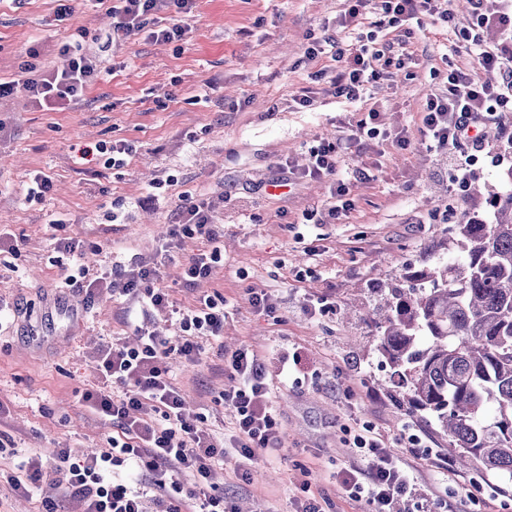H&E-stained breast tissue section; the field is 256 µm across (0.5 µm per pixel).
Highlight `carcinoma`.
<instances>
[{
    "label": "carcinoma",
    "mask_w": 512,
    "mask_h": 512,
    "mask_svg": "<svg viewBox=\"0 0 512 512\" xmlns=\"http://www.w3.org/2000/svg\"><path fill=\"white\" fill-rule=\"evenodd\" d=\"M486 204L448 228V257L376 282L371 322L396 393L460 464L512 476V189Z\"/></svg>",
    "instance_id": "carcinoma-1"
}]
</instances>
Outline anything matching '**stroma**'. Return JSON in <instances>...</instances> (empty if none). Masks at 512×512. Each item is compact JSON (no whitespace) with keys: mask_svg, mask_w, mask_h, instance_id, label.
<instances>
[{"mask_svg":"<svg viewBox=\"0 0 512 512\" xmlns=\"http://www.w3.org/2000/svg\"><path fill=\"white\" fill-rule=\"evenodd\" d=\"M112 3L72 0V17L59 22L58 0H0V80L17 78L30 49L59 70L61 45L105 41ZM344 10V0H198L186 40H120L85 98L63 111L42 110L21 88L0 99V225L14 240L0 247V302L24 305L22 314H0V512H41L42 498H25L8 481L30 457L48 464L58 448L79 455L108 450L111 421L80 400L97 382L99 345L134 344L143 324L171 345L182 339L176 322L137 300L107 288L89 297L65 285L52 220H64L61 233L81 241L78 261L90 272L147 263L177 223L185 192L211 202L212 220L224 231V260L208 278L185 285L179 263L209 244L184 239L160 285L181 310L202 297L224 299L226 319L222 337L201 339L195 360L171 356V381L187 410L222 442L232 435L235 414L221 397L224 352L255 347L274 377L283 437L277 458L252 464L245 483L238 477L242 460L231 452L208 480L236 512H295L304 478L330 512H368L332 477L336 467L355 464L348 441L365 422L399 459L408 458L400 442L404 424L429 447V455L411 460L424 512H512L511 478L460 468L436 422L410 413L396 397L366 320L377 302L376 273L396 278L446 253L447 207L459 216L486 209L484 198L450 197L447 162L427 151L419 133L421 104L447 60L467 67L470 53H447L445 31L426 24L410 45L419 65L368 88L381 128L405 132L411 145L402 150L383 141L361 154L343 153L342 167L368 178L357 184L356 208L340 223L299 221L302 211L328 201L327 182H283L282 162L302 168L308 147L348 136L360 118L356 105L319 90L310 107L294 102L310 85L298 63L307 38L323 36L328 22L340 35L335 22ZM101 142L131 147L123 168H105L92 155ZM37 171L53 180L38 205L25 200ZM251 288L274 296V314L253 312ZM54 297L77 304L81 319L46 322ZM323 297L330 309L311 313L310 303ZM294 351L308 373L298 384L279 374V357ZM447 468L454 477L442 489Z\"/></svg>","mask_w":512,"mask_h":512,"instance_id":"35a3bbf8","label":"stroma"}]
</instances>
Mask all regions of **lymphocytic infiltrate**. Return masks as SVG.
I'll use <instances>...</instances> for the list:
<instances>
[{"mask_svg": "<svg viewBox=\"0 0 512 512\" xmlns=\"http://www.w3.org/2000/svg\"><path fill=\"white\" fill-rule=\"evenodd\" d=\"M346 2L341 25L357 27V36L314 39L305 45L302 55L304 64L314 66L316 81L326 84L336 97L359 101L368 86L414 64L416 58L407 45L414 24L425 18L453 29L456 37L466 42L476 67L498 73L497 81H479L470 71L449 64L444 80L427 95L422 107L420 133L427 149L447 159L448 190L463 197L471 183L472 167L486 149L487 127L505 128L512 118V0H469L468 24L463 28L457 27L454 10L443 7L442 0ZM195 7L196 0H116L110 9L113 32L125 37L138 35L147 16L166 10L177 16V23L153 29L150 36L158 42L180 41L186 34L181 20L192 16ZM492 32L497 33V40H489ZM62 53L68 59L63 70L40 74L34 64H25L22 81H0V97L12 95L21 85L39 106L50 110L82 100L99 74V57L80 44L63 45ZM340 152L337 141L324 140L309 148L303 174L329 181L334 201L325 212L304 211L302 223L314 224L322 217L333 223L355 208L351 180L339 169ZM181 201L183 220L171 226L170 244L178 245L183 237L196 234L212 245L211 250L181 264L179 277L189 285L209 275L223 254L208 203L189 195ZM160 277L161 271L154 265L131 269L115 265L92 279L81 267L65 281L74 284L83 278L88 287L106 285L125 296L138 292L143 303L166 313L170 310L168 296L153 285ZM178 316L183 332L179 351L186 358L196 355L198 337L224 333V308L212 298H200ZM168 358L167 338L144 327L138 330L136 346L111 344L99 349L97 369L112 387L86 391L83 402L89 412L116 424L112 449L80 458L68 448L55 453V471L79 496L82 512H146L143 489L134 481L116 477L112 470L120 459L149 476L157 492L155 501L164 512H233L223 497L200 488L226 450L185 412L182 397L170 381ZM224 372L230 384L223 397L236 410L230 449L248 461L278 450L282 435L264 359L253 349L240 347L225 353ZM155 412L160 413L161 423L152 420ZM351 453L360 463L341 469V484L348 497L365 501L369 512H396L398 502L419 499L420 484L414 470L396 458L374 426L363 425L353 438ZM170 471L192 473L197 481L195 488L174 502L164 499L165 476Z\"/></svg>", "mask_w": 512, "mask_h": 512, "instance_id": "f902f5d3", "label": "lymphocytic infiltrate"}]
</instances>
